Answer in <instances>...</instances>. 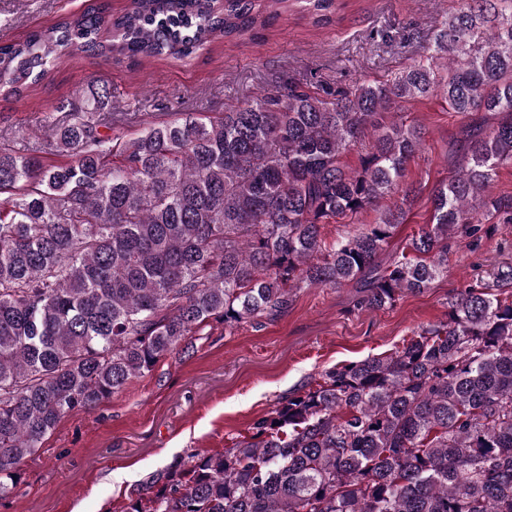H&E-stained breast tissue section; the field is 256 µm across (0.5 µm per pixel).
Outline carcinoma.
I'll return each mask as SVG.
<instances>
[{"label":"carcinoma","instance_id":"obj_1","mask_svg":"<svg viewBox=\"0 0 512 512\" xmlns=\"http://www.w3.org/2000/svg\"><path fill=\"white\" fill-rule=\"evenodd\" d=\"M298 5L315 26L346 0H132L0 44V94L70 49L137 62L185 59L216 36L254 38ZM440 94L467 127L455 175L401 259L373 273L417 187L419 124L399 99ZM104 86L44 117L25 153L0 145V497L20 462L73 411H89L215 324L233 331L301 288L368 277L376 310L447 272L448 239L511 224L492 192L512 166V0H462L432 54L386 80L310 93L294 82L219 118L103 122ZM108 132H101V128ZM371 139L355 169L345 153ZM402 192L401 204L328 243L324 225ZM126 512H512V266L477 282L386 356L328 368L222 453H195L137 484Z\"/></svg>","mask_w":512,"mask_h":512}]
</instances>
